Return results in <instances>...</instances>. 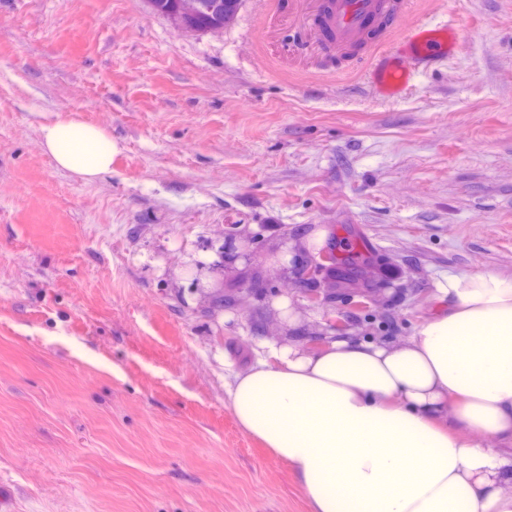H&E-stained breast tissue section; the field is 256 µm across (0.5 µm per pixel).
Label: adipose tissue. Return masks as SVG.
Instances as JSON below:
<instances>
[{"mask_svg": "<svg viewBox=\"0 0 512 512\" xmlns=\"http://www.w3.org/2000/svg\"><path fill=\"white\" fill-rule=\"evenodd\" d=\"M40 135L83 182L111 172L106 129L59 115ZM432 300L414 335L262 339L234 374L232 412L311 512H512V277L449 274Z\"/></svg>", "mask_w": 512, "mask_h": 512, "instance_id": "adipose-tissue-1", "label": "adipose tissue"}]
</instances>
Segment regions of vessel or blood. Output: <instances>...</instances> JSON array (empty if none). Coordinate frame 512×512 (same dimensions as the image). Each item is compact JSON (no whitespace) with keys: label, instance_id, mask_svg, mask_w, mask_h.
<instances>
[{"label":"vessel or blood","instance_id":"vessel-or-blood-1","mask_svg":"<svg viewBox=\"0 0 512 512\" xmlns=\"http://www.w3.org/2000/svg\"><path fill=\"white\" fill-rule=\"evenodd\" d=\"M412 0H333L329 24L337 43L358 37L368 19L387 17L388 36L366 62L368 83L375 95L394 97L436 61L452 57L458 31L451 22H419L408 29L399 23L411 10Z\"/></svg>","mask_w":512,"mask_h":512}]
</instances>
